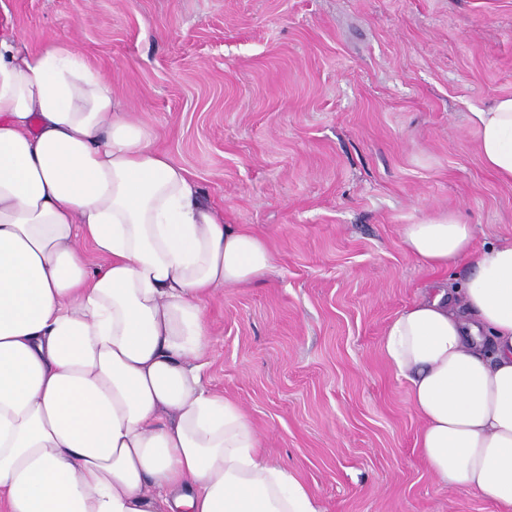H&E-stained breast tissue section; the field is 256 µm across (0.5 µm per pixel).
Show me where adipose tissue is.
Wrapping results in <instances>:
<instances>
[{"label": "adipose tissue", "mask_w": 512, "mask_h": 512, "mask_svg": "<svg viewBox=\"0 0 512 512\" xmlns=\"http://www.w3.org/2000/svg\"><path fill=\"white\" fill-rule=\"evenodd\" d=\"M469 120L512 184V96ZM401 237L436 275L382 338L420 453L439 488L512 512V237L474 249L451 212ZM274 268L71 40L0 33V512H322L203 382L206 303Z\"/></svg>", "instance_id": "1"}]
</instances>
